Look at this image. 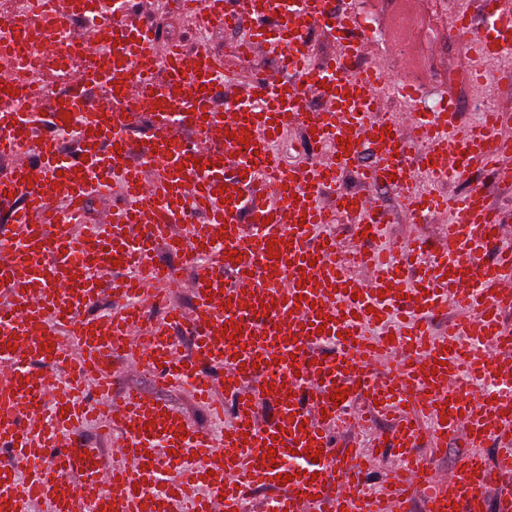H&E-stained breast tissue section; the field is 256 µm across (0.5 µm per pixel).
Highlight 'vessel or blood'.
I'll use <instances>...</instances> for the list:
<instances>
[{
  "mask_svg": "<svg viewBox=\"0 0 512 512\" xmlns=\"http://www.w3.org/2000/svg\"><path fill=\"white\" fill-rule=\"evenodd\" d=\"M185 2L201 26L250 23L239 61L277 58L287 78L250 82L216 110V88L236 74L210 49L186 54L133 22L134 0H70L65 13L56 0H30L17 24L0 26V92L17 95L0 110V156L11 161L0 206L14 227L0 235V512H243L259 487L275 491L267 512H371L366 457L331 447L343 409L353 424L374 414L393 422L388 444L406 465L385 489L389 512L417 503L424 512H481L490 491L497 512H512V378L487 351L494 340L512 350L503 323L512 311V247L500 246L503 222L481 191L450 198L436 190L477 165L512 183V111L485 113L467 129L453 103L420 111V89L391 78L380 61L354 68L369 39L358 11L335 0ZM80 17L88 23L64 50L69 89L43 110L44 90L13 55V36L65 32ZM453 21L454 32L476 31L473 92L511 89L512 67L488 65L512 58V0H459ZM313 26L337 47L319 63L308 49ZM93 88L105 89L109 104L94 107ZM385 90L401 112L383 113ZM314 97L323 101L317 112ZM140 113L154 127L142 147L127 135ZM294 125L331 146L330 158L287 165L274 136ZM185 127L192 140L180 137ZM60 132L72 137L70 151ZM422 141L411 168L406 157ZM371 144L375 162L357 168ZM353 169L366 193L341 189ZM116 186L123 205L75 231L88 200ZM382 187L402 192L410 223L450 217L422 271L413 264L420 239L396 257L370 247L387 216ZM196 213L205 223H191ZM340 214L366 249H339L328 235ZM217 235L226 254L210 261ZM162 242L192 265L190 277L158 260ZM494 243L498 254L485 262ZM356 269L367 283L354 281ZM177 289L190 295V310L172 306ZM105 293L109 311L91 314ZM148 302L166 306V321L144 326ZM443 314L448 330L438 335L431 321ZM178 325L193 339L191 354L173 341ZM63 336L76 357H64ZM326 341L336 346L327 359L314 351ZM113 359L128 372L151 370L162 386L188 387L203 404L215 396L207 367L223 368L236 409L221 440L138 388L113 397ZM90 380L107 408L80 400ZM476 380L480 395L465 392L463 382ZM261 402L270 417L258 418ZM99 417L112 434L111 466L82 435ZM492 436L502 446L491 463L481 447ZM458 438L465 451L440 481L415 451ZM217 452L224 466L214 474Z\"/></svg>",
  "mask_w": 512,
  "mask_h": 512,
  "instance_id": "obj_1",
  "label": "vessel or blood"
}]
</instances>
